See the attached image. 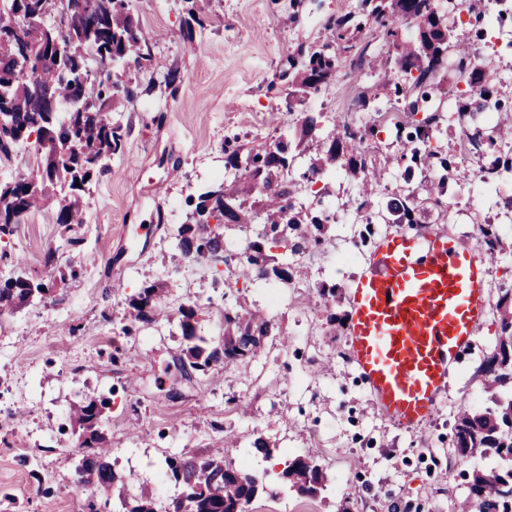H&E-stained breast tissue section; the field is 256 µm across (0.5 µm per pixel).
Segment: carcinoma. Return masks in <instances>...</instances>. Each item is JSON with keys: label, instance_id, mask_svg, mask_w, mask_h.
<instances>
[{"label": "carcinoma", "instance_id": "1", "mask_svg": "<svg viewBox=\"0 0 512 512\" xmlns=\"http://www.w3.org/2000/svg\"><path fill=\"white\" fill-rule=\"evenodd\" d=\"M85 2L0 0V28L36 30L41 42L38 53L26 63L19 59L20 42L0 39V158H10L18 146L32 138L37 152L43 154V160L26 166L17 177L0 182V236L12 234L13 227L27 215L44 209L53 211L56 223L67 228L85 223L82 193L90 180L106 171L105 160L123 152L128 131L112 122L110 113L137 95L126 80L127 73L131 66L153 60L154 37L142 27L132 0H93L90 9ZM363 17L384 28L388 37L396 36L402 21L418 29L416 41L396 45L393 61L399 72L413 76L404 109L431 111L425 82L445 68L452 51L464 82L471 88V98L460 106V115L474 118L484 111L485 95L495 93L490 61L455 41L448 27V8L434 0H356L353 10L329 19L322 43L308 48L299 60L288 58V109L305 105L337 75L341 56L355 47ZM384 120L393 125L395 141L411 154L420 172L427 173L424 191L430 196L444 195L456 166L450 156L439 155L431 144L440 132L439 113L408 133L398 118L386 116ZM374 134L373 126L336 124L328 147L310 162L303 179L324 182L340 166L364 185L359 205L369 203L381 179L374 152L364 148V141ZM468 140L477 152L485 142L511 143L512 117L497 115L488 134L476 133ZM299 147L295 135L289 133L249 147L224 142V169L233 177L200 191L186 223L178 228L176 248L181 257L222 264L228 276L237 280L276 279L285 285L302 280V266L288 255H300L320 243L332 216L325 208L298 201L299 182L293 176V166L301 155ZM414 168L409 166L402 174L408 186L413 183ZM386 206L400 214L404 223H419L416 189L391 196ZM213 220L233 227L259 224L262 229L248 241L241 260L225 253L224 234L210 227ZM479 238L490 255L504 251L495 225H479ZM280 245L287 253L277 259L272 249ZM75 275V268L70 267L51 280L26 273L3 279L0 314L47 298L66 288ZM163 299L158 283H144L127 300L123 331L165 316ZM496 311L500 320L498 345L481 368L491 405L482 410L466 406L461 411L456 424V453L464 466L478 456H493L499 463L472 470L469 494L463 503L465 512H512V288L502 290ZM177 314L186 341L174 358L180 370L208 371L236 354L255 356L274 329L265 315L237 304L224 308L222 336L216 342L197 334L195 307L182 305ZM110 405V398L102 394L79 401L70 414L71 426L78 434L76 472L80 483L103 494L122 481L113 468L103 434ZM234 447L235 441L226 436L210 454L166 457L165 474L175 488L170 502L163 506L152 496L121 494V512H246L260 484L255 475L232 467L229 457ZM283 478L289 489L315 496L325 487L328 475L313 458L297 455L288 459Z\"/></svg>", "mask_w": 512, "mask_h": 512}]
</instances>
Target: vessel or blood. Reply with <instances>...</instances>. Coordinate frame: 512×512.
<instances>
[{"label":"vessel or blood","mask_w":512,"mask_h":512,"mask_svg":"<svg viewBox=\"0 0 512 512\" xmlns=\"http://www.w3.org/2000/svg\"><path fill=\"white\" fill-rule=\"evenodd\" d=\"M488 275L485 259L450 234L380 238L349 291L347 356L384 418L415 429L433 416L487 318Z\"/></svg>","instance_id":"vessel-or-blood-1"}]
</instances>
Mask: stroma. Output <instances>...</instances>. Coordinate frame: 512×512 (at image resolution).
Wrapping results in <instances>:
<instances>
[{"label": "stroma", "mask_w": 512, "mask_h": 512, "mask_svg": "<svg viewBox=\"0 0 512 512\" xmlns=\"http://www.w3.org/2000/svg\"><path fill=\"white\" fill-rule=\"evenodd\" d=\"M355 0H205L194 26L197 52L185 51L181 33L184 0H137L143 27L156 35L153 61L130 69L132 83L147 85L161 68L175 70V85L156 86L113 113L128 126L124 151L85 197L86 222L62 233L52 213L28 215L11 236L0 239V276L23 260L27 272L47 278L56 267L74 264L79 275L46 300L0 315V512H82L76 493L77 438L68 428L71 404L109 394L104 431L114 468L124 474L128 494L165 501L170 482L159 481L166 455L206 453L230 432L239 446L235 464H247L265 493L248 512H338L349 488L357 496L350 512H457L468 494L464 467L455 465L456 417L462 403L483 408L488 396L476 374L494 351L500 328L496 312L451 368L438 407L421 428L404 431L384 419L369 399L360 373L350 364L346 325L327 324L318 288L336 286L333 312L347 316L348 293L388 224L365 225L353 210L339 209L326 245L306 254L303 293L311 314L297 308L273 310L268 302L277 281L213 285L205 265L183 260L175 233L186 220V201L224 172V141L262 143L316 122L294 173L333 129V116L376 128V141L391 147L393 133L375 113L358 109V93L374 95L379 106L402 110L406 125L424 121L404 112L393 83L381 69L392 67L395 42L416 40L418 31L400 24L396 38L365 24L356 43L357 64L343 63L337 76L306 105L288 109L282 67L299 46L321 43L331 17L351 10ZM456 38L491 57L497 72L496 99L512 103V53L495 52L490 31L449 17ZM466 85L457 73L442 72L432 94L444 98L446 121L436 147L456 155L459 178L450 183L453 207H425L432 230L477 237L479 219L503 211L512 181L487 190L465 176L459 136L474 129L459 123L455 99ZM366 236L361 259L343 263L336 248ZM53 265H46L47 254ZM159 282L169 311L182 304L198 308V332L218 336L225 304L247 302L275 322L262 352L223 363L186 380L171 364L183 344L177 319L140 325L123 333L126 300L144 282ZM264 438L277 451L273 460L255 455L251 444ZM311 456L328 475L316 496L289 491L281 478L288 458Z\"/></svg>", "instance_id": "35a3bbf8"}]
</instances>
